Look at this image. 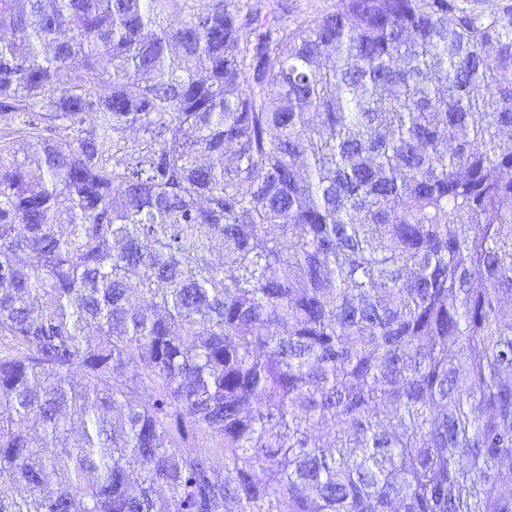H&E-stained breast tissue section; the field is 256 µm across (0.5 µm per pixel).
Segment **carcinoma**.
<instances>
[{"label": "carcinoma", "instance_id": "obj_1", "mask_svg": "<svg viewBox=\"0 0 512 512\" xmlns=\"http://www.w3.org/2000/svg\"><path fill=\"white\" fill-rule=\"evenodd\" d=\"M0 30V512H512V0Z\"/></svg>", "mask_w": 512, "mask_h": 512}]
</instances>
